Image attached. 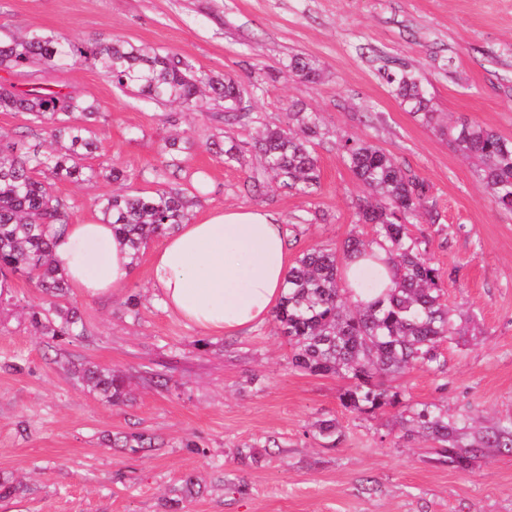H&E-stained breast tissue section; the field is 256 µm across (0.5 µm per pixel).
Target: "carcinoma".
I'll list each match as a JSON object with an SVG mask.
<instances>
[{
    "label": "carcinoma",
    "instance_id": "obj_1",
    "mask_svg": "<svg viewBox=\"0 0 512 512\" xmlns=\"http://www.w3.org/2000/svg\"><path fill=\"white\" fill-rule=\"evenodd\" d=\"M82 61L98 65L120 90L130 89L155 101L192 109L200 102L224 109V163L242 164L243 150L232 133L246 117L244 91L237 79L199 74L185 56L136 46L120 39L61 40L30 34L0 40V69L30 77L18 90L0 83V112H19L31 126V136L14 138L0 133V277L20 274L51 298L49 307L29 312L31 326L45 336H83L86 327L69 300V282L55 258L53 241L70 223L72 202L55 194L58 181L94 184L101 180L124 183V170L87 163L98 149L93 130L105 109L89 102L42 74ZM288 71L317 82L316 63L296 56ZM392 94L409 111L436 124L448 143L473 160L474 173L499 209L512 212V140L475 122L444 125L431 99L414 75L403 70L385 73ZM322 135L319 113L296 105L287 122L264 126L253 147L261 160L262 177L304 195L320 184L315 140ZM345 164L369 192L359 209V221L372 226L366 239L353 234L341 248L318 246L307 250L288 271L287 293L275 311L277 333L288 338L292 365L312 375H336L349 381L340 395L352 411L375 412L395 402L383 380L415 369L440 372L446 366L443 345L455 334L445 302L447 272L430 258V239L410 233L408 225L424 218L439 221L424 181L382 149L358 136L336 143ZM163 180L154 191L106 193L95 197L105 224L112 225L136 263L149 240L173 232L192 220L199 197L177 183ZM382 251L395 274L392 284L373 301H355L345 276L349 261H375ZM83 384L105 403L130 402L125 377L118 371L82 364L76 369ZM410 422L443 448L457 467L466 469L479 448H512V422L498 423L463 442L465 422L450 421L435 405L413 406ZM121 447L150 448L155 438L127 434ZM25 491L10 476L0 477V499Z\"/></svg>",
    "mask_w": 512,
    "mask_h": 512
}]
</instances>
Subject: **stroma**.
<instances>
[{
  "instance_id": "35a3bbf8",
  "label": "stroma",
  "mask_w": 512,
  "mask_h": 512,
  "mask_svg": "<svg viewBox=\"0 0 512 512\" xmlns=\"http://www.w3.org/2000/svg\"><path fill=\"white\" fill-rule=\"evenodd\" d=\"M23 32L175 50L199 73L237 78L253 116L233 128L244 161L230 166L208 148L224 134L220 109L118 91L88 63L48 75L105 108L90 163L127 171L123 191L154 190L165 139L186 131L193 146L171 179L199 194L196 217L232 206L273 212L291 257L372 234L358 221L365 191L337 139L363 137L409 166L440 217L410 230L427 234L434 263L456 272L445 299L460 333L445 345L444 373L414 370L389 389L471 418L476 432L512 418V213L491 204L471 165L379 72L412 70L440 117L512 139V0H0V37ZM295 55L317 63L319 81L289 73ZM293 104L321 115L320 188L305 196L269 183L250 193L254 132L285 123ZM157 247L150 242L109 297L72 294L87 327L77 340L35 335L25 314L48 300L12 277L0 313V475L27 493L0 500V512H512L511 451L482 449L462 470L433 442L405 435L401 405L344 408V381L296 369L273 321L202 335L153 288ZM75 361L119 370L131 402L101 401L73 375ZM324 420L338 426L336 446L316 432ZM132 432L154 435L158 448L110 446ZM188 474L199 491L185 499Z\"/></svg>"
}]
</instances>
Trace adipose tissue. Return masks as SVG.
<instances>
[{
    "label": "adipose tissue",
    "mask_w": 512,
    "mask_h": 512,
    "mask_svg": "<svg viewBox=\"0 0 512 512\" xmlns=\"http://www.w3.org/2000/svg\"><path fill=\"white\" fill-rule=\"evenodd\" d=\"M54 253L71 288L97 298L132 278L128 250L111 225H67ZM286 231L271 212L230 207L180 225L155 252L152 285L164 307L205 334L243 332L262 324L285 292Z\"/></svg>",
    "instance_id": "ef3b65f1"
}]
</instances>
